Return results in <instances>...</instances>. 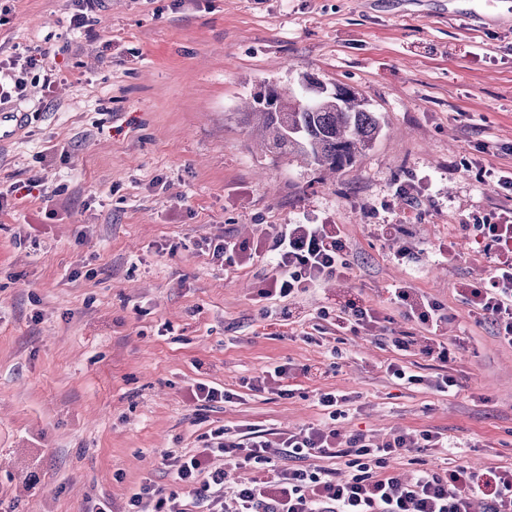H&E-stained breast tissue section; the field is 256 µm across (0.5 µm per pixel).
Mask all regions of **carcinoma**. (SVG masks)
<instances>
[{"label": "carcinoma", "mask_w": 512, "mask_h": 512, "mask_svg": "<svg viewBox=\"0 0 512 512\" xmlns=\"http://www.w3.org/2000/svg\"><path fill=\"white\" fill-rule=\"evenodd\" d=\"M244 120L267 148L331 174L355 163L381 132L358 92L340 85L330 89L311 75L299 89L275 94L267 106L252 100Z\"/></svg>", "instance_id": "obj_1"}]
</instances>
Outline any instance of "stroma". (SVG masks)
I'll list each match as a JSON object with an SVG mask.
<instances>
[{"label": "stroma", "mask_w": 512, "mask_h": 512, "mask_svg": "<svg viewBox=\"0 0 512 512\" xmlns=\"http://www.w3.org/2000/svg\"><path fill=\"white\" fill-rule=\"evenodd\" d=\"M74 11L0 0V57L38 48L62 69L48 89L29 75L7 106L28 120L0 142V512H127L141 484L173 489L164 454L222 425L273 442L324 426V392L353 400L342 434L448 436L418 451L427 468L512 467V346L463 298L492 272L474 222L512 212L495 178L512 171V0H101L79 32ZM306 74L382 126L333 176L260 148L241 114ZM307 221L340 226L351 269L288 318L261 312L262 259L201 247L262 251L270 226ZM396 285L444 305L448 364L421 355ZM348 295L381 313L372 332L320 319ZM277 365L281 392L249 389ZM444 374L452 393L430 386ZM201 383L235 402L197 401ZM209 252L212 250V257L215 259H222L228 265H233L238 262H250V260L254 259V255L257 254L255 251L254 254L249 251V247L246 243H237L226 238L222 240H217L214 242L210 240V242L206 243Z\"/></svg>", "instance_id": "35a3bbf8"}]
</instances>
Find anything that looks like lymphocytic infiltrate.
Instances as JSON below:
<instances>
[{"instance_id": "obj_1", "label": "lymphocytic infiltrate", "mask_w": 512, "mask_h": 512, "mask_svg": "<svg viewBox=\"0 0 512 512\" xmlns=\"http://www.w3.org/2000/svg\"><path fill=\"white\" fill-rule=\"evenodd\" d=\"M39 49L0 59V105L23 98L27 77L40 72L45 85L57 77ZM480 241L490 249L492 274L464 291L467 303L498 327L501 341L512 345V215L499 223L480 224ZM266 255L275 274L263 298L293 299L325 280H341L350 266L349 244L336 224H279L267 234ZM448 440L428 430L403 433L384 444L365 434L342 437L339 429L310 427L288 434L273 450L263 431L245 428L230 439L218 427L203 437L200 451L175 464L176 490L144 484L129 499V512H471V500L482 496L487 512H512V469L476 472L458 465L440 472L423 468L411 476L391 470L390 462L421 448H444ZM233 454L237 464L257 470L246 485H229L225 471L209 466L214 455ZM290 467H281L278 456ZM345 459L347 477L336 469L311 465V458Z\"/></svg>"}]
</instances>
